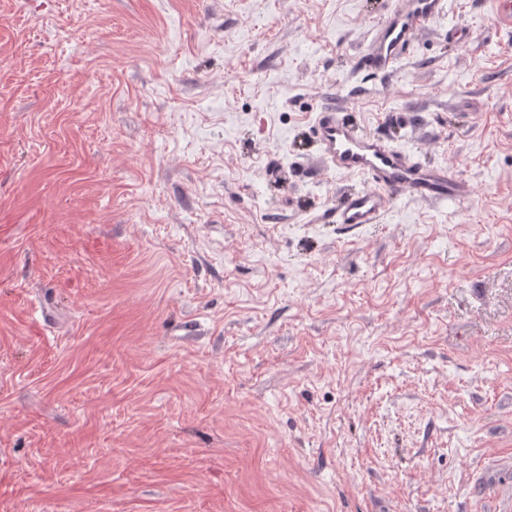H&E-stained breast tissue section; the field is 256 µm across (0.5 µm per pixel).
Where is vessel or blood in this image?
<instances>
[{"label":"vessel or blood","instance_id":"1","mask_svg":"<svg viewBox=\"0 0 512 512\" xmlns=\"http://www.w3.org/2000/svg\"><path fill=\"white\" fill-rule=\"evenodd\" d=\"M446 7V0H399L373 27L355 59L357 72L376 78L394 73L414 53L418 33L443 16ZM313 131L326 169L362 182L338 202L337 223H380L394 201L404 196L448 205L477 193L454 166L423 162L417 153L394 146L392 139L363 129L352 113L323 108Z\"/></svg>","mask_w":512,"mask_h":512}]
</instances>
